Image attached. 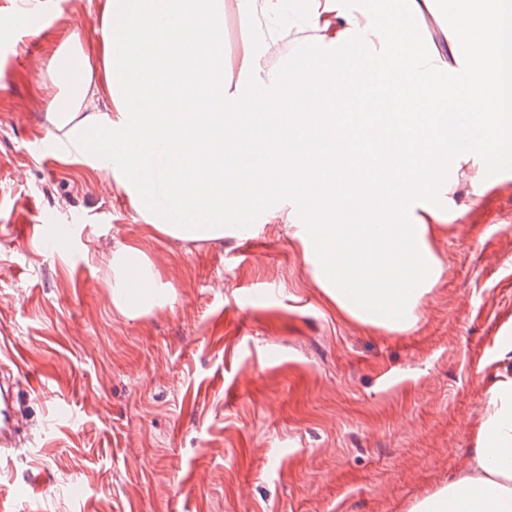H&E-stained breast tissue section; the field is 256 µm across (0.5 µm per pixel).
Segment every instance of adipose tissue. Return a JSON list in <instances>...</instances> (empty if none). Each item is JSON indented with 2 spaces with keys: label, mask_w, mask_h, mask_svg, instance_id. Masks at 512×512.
<instances>
[{
  "label": "adipose tissue",
  "mask_w": 512,
  "mask_h": 512,
  "mask_svg": "<svg viewBox=\"0 0 512 512\" xmlns=\"http://www.w3.org/2000/svg\"><path fill=\"white\" fill-rule=\"evenodd\" d=\"M452 4L442 54L414 32L420 0H235L254 28L286 13L313 36L279 71L262 69V38L244 42L231 83L224 0H108L101 68L72 34L45 120L60 160L115 181L175 238L220 239L259 199L303 198L288 233L311 277L348 318L403 332L444 271L435 242L449 174L469 160L512 169V86L491 44L512 29V5ZM253 121L259 143L241 149L238 131ZM160 286L135 248L113 249L116 310L149 307ZM410 512H512V375L485 394L467 470Z\"/></svg>",
  "instance_id": "ef3b65f1"
}]
</instances>
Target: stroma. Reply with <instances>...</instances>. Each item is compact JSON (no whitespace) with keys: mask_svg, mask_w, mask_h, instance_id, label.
Segmentation results:
<instances>
[{"mask_svg":"<svg viewBox=\"0 0 512 512\" xmlns=\"http://www.w3.org/2000/svg\"><path fill=\"white\" fill-rule=\"evenodd\" d=\"M105 5L0 0L16 37L0 51V375L39 380L16 407L26 452L0 455V512H409L466 466L482 398L512 372V172L465 165L419 323L364 326L312 280L288 203L269 198L249 234L183 241L56 157L59 49L77 31L95 55ZM452 21L434 0L416 31L442 51ZM120 245L167 303L114 308Z\"/></svg>","mask_w":512,"mask_h":512,"instance_id":"obj_1","label":"stroma"}]
</instances>
